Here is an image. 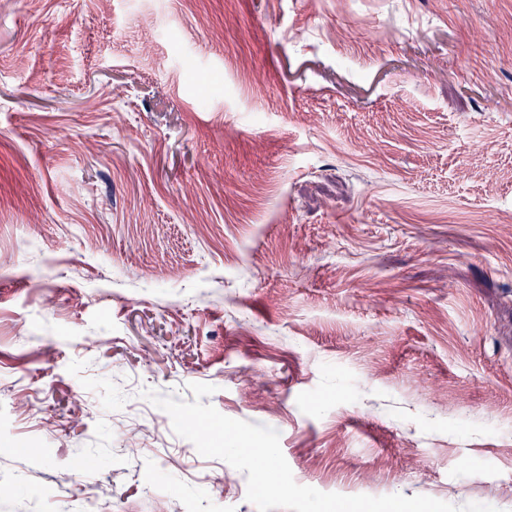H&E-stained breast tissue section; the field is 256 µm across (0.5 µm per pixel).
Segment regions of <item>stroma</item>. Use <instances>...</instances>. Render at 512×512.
Segmentation results:
<instances>
[{
	"instance_id": "1",
	"label": "stroma",
	"mask_w": 512,
	"mask_h": 512,
	"mask_svg": "<svg viewBox=\"0 0 512 512\" xmlns=\"http://www.w3.org/2000/svg\"><path fill=\"white\" fill-rule=\"evenodd\" d=\"M193 383L298 484L512 512V0H0V512H257Z\"/></svg>"
}]
</instances>
